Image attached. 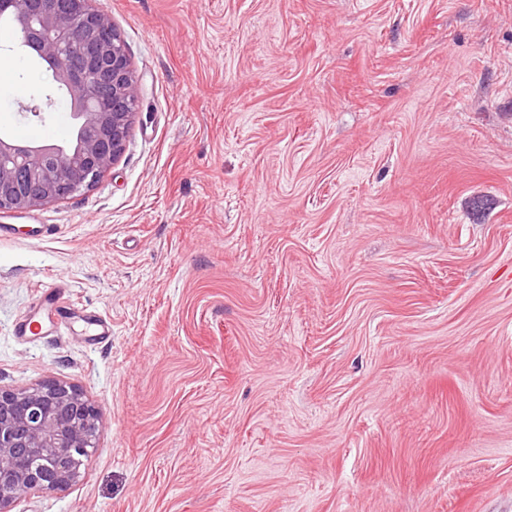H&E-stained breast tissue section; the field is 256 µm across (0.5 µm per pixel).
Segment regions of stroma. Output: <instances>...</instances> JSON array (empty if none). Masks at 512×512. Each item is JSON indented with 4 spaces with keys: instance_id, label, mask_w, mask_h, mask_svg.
<instances>
[{
    "instance_id": "35a3bbf8",
    "label": "stroma",
    "mask_w": 512,
    "mask_h": 512,
    "mask_svg": "<svg viewBox=\"0 0 512 512\" xmlns=\"http://www.w3.org/2000/svg\"><path fill=\"white\" fill-rule=\"evenodd\" d=\"M93 5L139 110L0 210V387L100 421L13 512H512V0Z\"/></svg>"
}]
</instances>
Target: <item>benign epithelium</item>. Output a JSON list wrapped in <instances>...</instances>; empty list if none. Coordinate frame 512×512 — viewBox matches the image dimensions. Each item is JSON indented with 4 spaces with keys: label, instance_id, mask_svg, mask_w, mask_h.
I'll list each match as a JSON object with an SVG mask.
<instances>
[{
    "label": "benign epithelium",
    "instance_id": "1",
    "mask_svg": "<svg viewBox=\"0 0 512 512\" xmlns=\"http://www.w3.org/2000/svg\"><path fill=\"white\" fill-rule=\"evenodd\" d=\"M15 25L20 46L51 73V91L18 102L34 117L63 97L74 120L67 146L19 144L0 136V210L22 212L94 184L124 152L137 112L136 80L111 18L92 0H25ZM95 407L75 385L46 380L0 387V512L32 492H55L78 478L76 456L91 446Z\"/></svg>",
    "mask_w": 512,
    "mask_h": 512
}]
</instances>
